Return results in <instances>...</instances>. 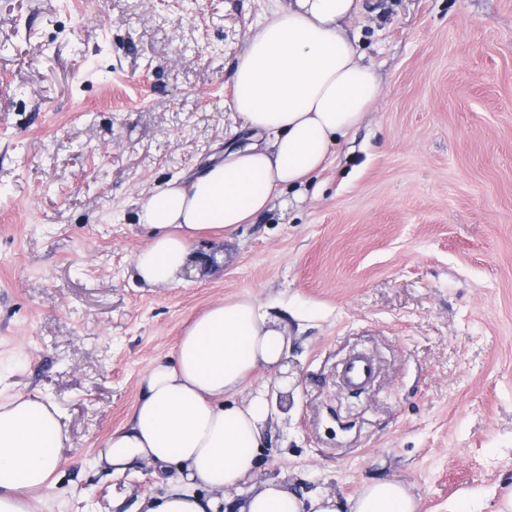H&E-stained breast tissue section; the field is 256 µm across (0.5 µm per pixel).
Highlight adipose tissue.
<instances>
[{"label":"adipose tissue","instance_id":"ef3b65f1","mask_svg":"<svg viewBox=\"0 0 512 512\" xmlns=\"http://www.w3.org/2000/svg\"><path fill=\"white\" fill-rule=\"evenodd\" d=\"M362 9V0H288L257 26L235 67L233 98L254 139L138 200L137 222L148 236L133 258L139 283H175L195 240L211 231L233 240L274 196L288 191L304 200L309 175L381 95L345 29ZM286 352L281 328L256 300L211 303L179 336L175 358L153 362L129 421L106 436L99 461L117 473L136 464L175 467L146 512H417L399 480L372 482L344 504L330 493L300 497L274 481L234 501L254 473L270 408L262 394L246 404L235 397L258 372L283 369ZM68 441L52 402L0 400V512H34L57 482Z\"/></svg>","mask_w":512,"mask_h":512}]
</instances>
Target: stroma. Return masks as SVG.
Segmentation results:
<instances>
[{"mask_svg": "<svg viewBox=\"0 0 512 512\" xmlns=\"http://www.w3.org/2000/svg\"><path fill=\"white\" fill-rule=\"evenodd\" d=\"M275 0H0V399L70 435L37 512H144L168 471L96 461L152 361L220 299L288 339L250 493L339 500L410 485L419 512L512 495V0H364L347 30L383 96L298 207L273 204L217 262L133 278L136 202L244 140L233 75ZM363 352L364 393L339 383ZM375 374L376 366L372 358L352 354L342 364L338 375L346 388L361 391L371 384Z\"/></svg>", "mask_w": 512, "mask_h": 512, "instance_id": "obj_1", "label": "stroma"}]
</instances>
